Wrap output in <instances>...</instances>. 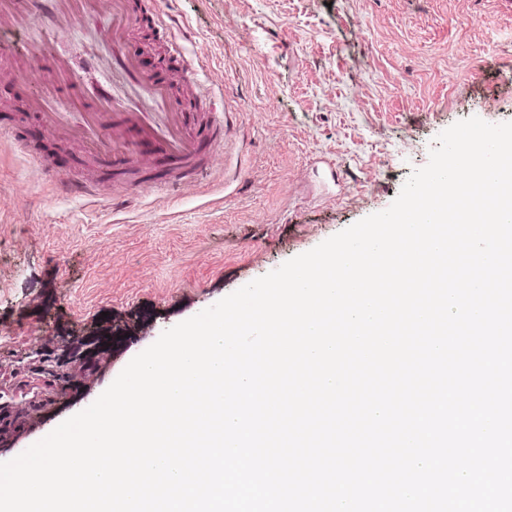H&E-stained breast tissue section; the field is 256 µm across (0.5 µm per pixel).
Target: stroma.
<instances>
[{
  "label": "stroma",
  "mask_w": 512,
  "mask_h": 512,
  "mask_svg": "<svg viewBox=\"0 0 512 512\" xmlns=\"http://www.w3.org/2000/svg\"><path fill=\"white\" fill-rule=\"evenodd\" d=\"M168 17L132 23L130 52L177 83L192 125L224 98L213 175L134 192L47 127L31 102L79 96L54 55L102 62L101 32L32 31V77L0 75V129L102 184L79 198L49 186L0 142V462L93 403L163 331L385 210L436 136L459 120L512 121V0H140ZM183 58H174L171 41ZM202 62L198 82L186 59ZM55 391L34 411V393Z\"/></svg>",
  "instance_id": "stroma-1"
}]
</instances>
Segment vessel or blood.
I'll return each instance as SVG.
<instances>
[{"label": "vessel or blood", "instance_id": "1", "mask_svg": "<svg viewBox=\"0 0 512 512\" xmlns=\"http://www.w3.org/2000/svg\"><path fill=\"white\" fill-rule=\"evenodd\" d=\"M10 19L15 30L27 32L47 25L71 32L76 19L100 24L112 49V65L136 86L141 96L131 98L112 92L110 79L96 83L99 106L91 112L78 104L47 96L35 107L51 125L81 140L101 167L121 171L153 161L158 175L149 182L152 190L168 187L171 172L189 180L203 173L198 162L204 146L224 144V106L213 103L208 121L188 130L186 115L171 98L167 83L157 81L139 68L126 51L131 17L126 0H0V17ZM0 60L21 80L31 76L28 47L1 46ZM33 163L49 181L82 197L96 196L94 185L62 178L51 159L37 156Z\"/></svg>", "mask_w": 512, "mask_h": 512}]
</instances>
